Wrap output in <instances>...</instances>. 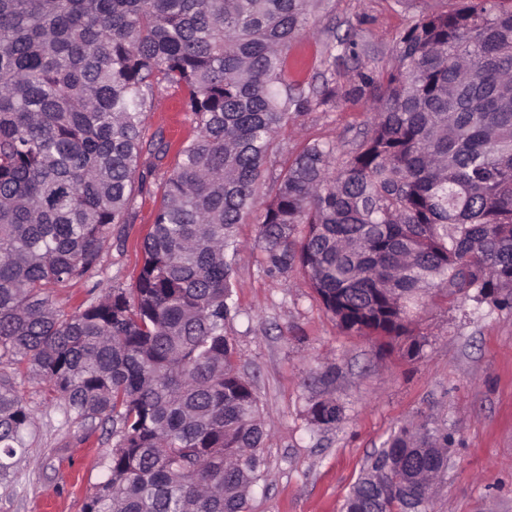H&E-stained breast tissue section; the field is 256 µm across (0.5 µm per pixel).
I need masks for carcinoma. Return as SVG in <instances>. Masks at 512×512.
<instances>
[{
  "instance_id": "cac0c4a2",
  "label": "carcinoma",
  "mask_w": 512,
  "mask_h": 512,
  "mask_svg": "<svg viewBox=\"0 0 512 512\" xmlns=\"http://www.w3.org/2000/svg\"><path fill=\"white\" fill-rule=\"evenodd\" d=\"M318 0H0V363L51 387L68 422L111 424L105 479L84 512H246L266 431L224 322L236 228L299 267L337 325L418 355L428 299L512 305V0H458L402 33L395 64L360 73L369 129L284 160L280 129L315 93L288 47ZM196 135L161 186L130 288L67 312L52 293L100 276L101 244L152 174L144 124L161 88ZM301 238H294L298 225ZM332 425L331 400L310 408ZM32 410L0 374V481ZM448 434L401 427L370 456L343 512H429Z\"/></svg>"
}]
</instances>
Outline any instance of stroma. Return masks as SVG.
I'll return each instance as SVG.
<instances>
[{
	"instance_id": "1",
	"label": "stroma",
	"mask_w": 512,
	"mask_h": 512,
	"mask_svg": "<svg viewBox=\"0 0 512 512\" xmlns=\"http://www.w3.org/2000/svg\"><path fill=\"white\" fill-rule=\"evenodd\" d=\"M453 4L322 0L310 19L311 36L288 49V72L333 96L279 131L266 181L304 143L327 142L346 153L371 117L366 99L348 94L352 76L391 68L399 34L423 14ZM145 126L147 136L163 135L169 153L136 190L127 223L104 242L101 282L70 281L53 295L58 306L71 310L104 287H130L139 272L159 185L195 135L182 94L170 88L157 93ZM237 236L246 248L234 276L236 310L224 333L254 384L266 427V468L249 492L247 512H341L368 458L400 427L422 421L449 436L432 512H512V309L488 299H436L417 325L423 346L416 358L382 352L374 339L343 332L299 269L271 270L258 224L239 225ZM331 368L335 382H323ZM16 382L34 412L35 432L11 482L0 483V512H83L105 475L113 440L64 422L39 377L20 375ZM323 398L334 399L342 416L319 427L309 408Z\"/></svg>"
}]
</instances>
